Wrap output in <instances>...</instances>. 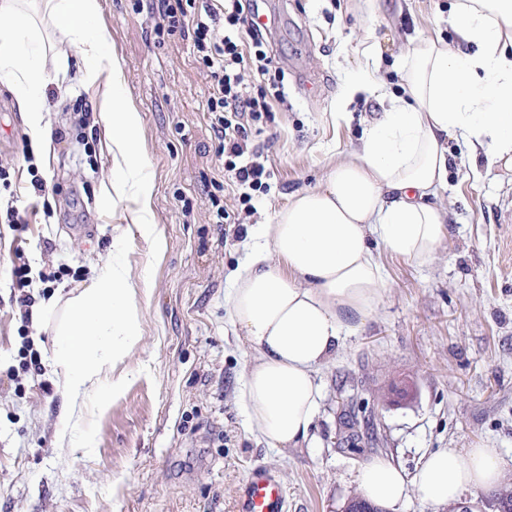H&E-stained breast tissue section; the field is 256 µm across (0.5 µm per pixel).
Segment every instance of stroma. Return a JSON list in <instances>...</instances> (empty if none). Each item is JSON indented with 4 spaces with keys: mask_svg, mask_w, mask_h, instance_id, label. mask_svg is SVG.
<instances>
[{
    "mask_svg": "<svg viewBox=\"0 0 512 512\" xmlns=\"http://www.w3.org/2000/svg\"><path fill=\"white\" fill-rule=\"evenodd\" d=\"M138 0H100L109 41L142 117L155 181V251L126 204L107 199L111 159L103 143L99 93L77 66L58 75L68 46L47 19L23 53L44 72L52 104L50 162L34 156L9 87L0 83V162L26 223H0V512H239L253 467L275 473L288 512H341L358 495L356 475L373 458L414 473L447 448L499 449L501 485L512 484V170L474 161L461 134L449 138L448 184L438 204L449 234L431 262L382 254L387 283L379 307L333 362L316 373L320 408L309 438L275 448L252 434L240 400L252 352L233 336L224 311L244 237L217 223L206 187L224 158L204 109L209 82L190 39L159 35ZM451 0H262L268 49L285 71L288 108L260 123L254 142L270 172L254 192L247 224L272 223L291 193L315 187L332 152L354 146L365 118L386 104L346 89L369 51L380 55L390 89L412 39L448 27ZM45 194H35V181ZM33 273L66 268L36 301L88 287L108 261L136 289L140 336L117 371L122 389L101 382L86 401L73 444L60 450L64 404L53 365L54 321L24 326L12 300V262ZM37 351L39 370L22 369ZM414 381V399L390 404L387 389ZM360 437L347 442L339 414Z\"/></svg>",
    "mask_w": 512,
    "mask_h": 512,
    "instance_id": "stroma-1",
    "label": "stroma"
}]
</instances>
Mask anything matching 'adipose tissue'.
<instances>
[{"label": "adipose tissue", "mask_w": 512, "mask_h": 512, "mask_svg": "<svg viewBox=\"0 0 512 512\" xmlns=\"http://www.w3.org/2000/svg\"><path fill=\"white\" fill-rule=\"evenodd\" d=\"M40 10L66 39L83 82L100 91L110 191L133 202L132 223L155 238L142 118L97 24L99 0H41ZM448 25L455 43L439 33L414 42L398 94L368 121L358 145L333 153L318 184L292 193L273 223L245 231L251 245L224 309L254 352L241 391L250 430L272 447L308 438L321 397L316 372L377 307L386 269L373 241L419 264L437 253L448 222L435 199L448 183L449 138L463 133L488 165L512 169V0H453ZM38 37L22 0H0V82L24 112L31 144L46 154V79L21 55ZM134 297L129 278L108 264L70 299L53 354L65 398L59 445L85 398L137 343ZM500 475L498 449L450 448L429 454L411 478L390 461H368L358 483L364 498L396 512L409 490L429 504H454L466 488H492Z\"/></svg>", "instance_id": "obj_1"}]
</instances>
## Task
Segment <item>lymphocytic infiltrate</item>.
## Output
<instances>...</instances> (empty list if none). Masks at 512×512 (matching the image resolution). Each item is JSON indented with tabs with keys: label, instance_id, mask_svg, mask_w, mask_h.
I'll list each match as a JSON object with an SVG mask.
<instances>
[{
	"label": "lymphocytic infiltrate",
	"instance_id": "1",
	"mask_svg": "<svg viewBox=\"0 0 512 512\" xmlns=\"http://www.w3.org/2000/svg\"><path fill=\"white\" fill-rule=\"evenodd\" d=\"M196 0H156L157 33H189L211 90L210 125L223 142L224 171L241 204L269 173L251 140L256 125L286 103L285 74L265 50L266 27L256 0H216L195 12Z\"/></svg>",
	"mask_w": 512,
	"mask_h": 512
}]
</instances>
